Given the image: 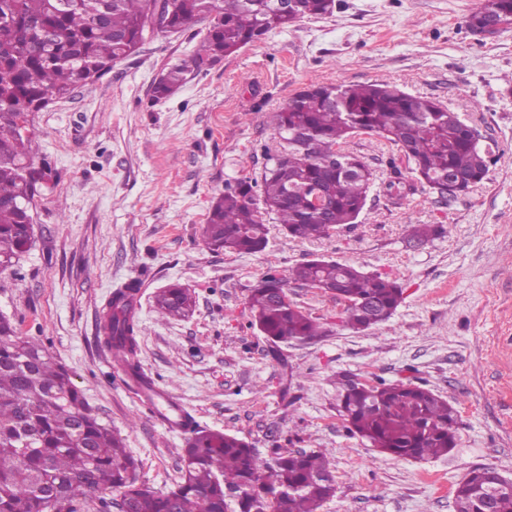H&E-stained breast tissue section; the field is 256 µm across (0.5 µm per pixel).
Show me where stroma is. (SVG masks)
<instances>
[{
	"mask_svg": "<svg viewBox=\"0 0 512 512\" xmlns=\"http://www.w3.org/2000/svg\"><path fill=\"white\" fill-rule=\"evenodd\" d=\"M481 0H338L247 44L157 102L160 72L192 54L207 31H146L139 52L93 86L30 116L52 183L33 204V245L0 273V312L65 366L99 418L120 432L141 480H179L184 436L168 432L123 381L103 343L113 293L139 286L137 361L200 425L245 439L261 457L279 445L322 450L336 494L321 512H455L453 490L472 468L512 479V29L482 38L469 15ZM388 81L436 101L476 128L495 153L487 178L443 200L415 184L397 146L358 132L344 151L374 183L357 223L320 240L283 234L265 215L264 251L211 250L204 225L226 183L261 180L281 148L275 115L312 84ZM401 174L412 190L392 197ZM412 224L448 233L409 243ZM397 279L404 300L363 331L345 305L293 282L317 257ZM276 269L288 297L325 335L270 344L250 325V288ZM172 283L193 292L184 319H164L154 296ZM410 378L458 411L457 446L427 460L378 454L336 411L337 373Z\"/></svg>",
	"mask_w": 512,
	"mask_h": 512,
	"instance_id": "stroma-1",
	"label": "stroma"
}]
</instances>
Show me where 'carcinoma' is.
<instances>
[{"mask_svg":"<svg viewBox=\"0 0 512 512\" xmlns=\"http://www.w3.org/2000/svg\"><path fill=\"white\" fill-rule=\"evenodd\" d=\"M336 0H0V272L18 263L33 242L31 206L38 181L32 138L22 118L92 85L136 54L148 27L178 32L206 19L209 27L190 58L165 68L152 97L166 99L187 80L305 16L332 13ZM491 19L512 22V0H482L471 31ZM284 142L258 183L224 186L204 227L208 245L238 254L263 251L274 214L293 238L321 239L356 223L372 182L369 166L340 143L356 132L383 135L400 147L416 179L442 199L448 177L459 192L482 182L491 148L471 145L468 124L441 104L390 83L311 85L277 114ZM448 234L440 224L409 225V241ZM293 280L333 294L356 330L388 320L403 299L400 283L354 264L315 259ZM114 293L104 320V344L138 373V327L132 296ZM189 288L173 284L155 297L166 318L192 311ZM251 325L278 348L324 333L289 299L287 283L269 269L250 290ZM337 411L348 431L396 458L446 455L456 446L457 412L432 390L411 382L373 384L338 375ZM180 477L158 491L138 477L139 463L122 438L84 401L69 372L37 340L19 334L0 313V512H318L336 493L322 450L271 449L261 458L238 436L189 424ZM493 467L470 470L456 485V512H512V488L490 494ZM117 496L110 497V494Z\"/></svg>","mask_w":512,"mask_h":512,"instance_id":"obj_1","label":"carcinoma"}]
</instances>
